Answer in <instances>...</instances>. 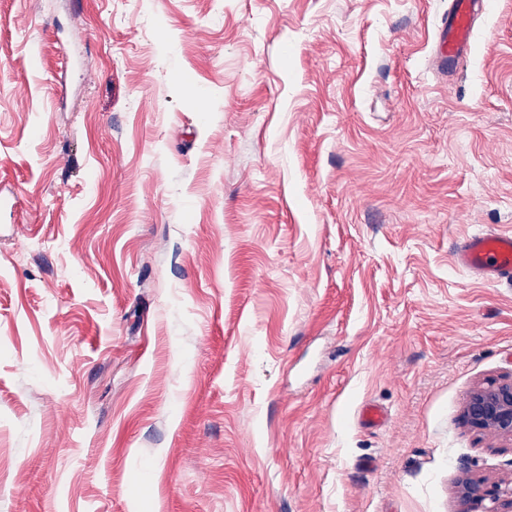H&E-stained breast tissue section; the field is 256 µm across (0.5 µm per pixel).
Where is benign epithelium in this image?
<instances>
[{
  "label": "benign epithelium",
  "instance_id": "7a95c632",
  "mask_svg": "<svg viewBox=\"0 0 512 512\" xmlns=\"http://www.w3.org/2000/svg\"><path fill=\"white\" fill-rule=\"evenodd\" d=\"M464 416L472 428L512 440V378L473 389ZM461 494L469 512H512V481H466Z\"/></svg>",
  "mask_w": 512,
  "mask_h": 512
}]
</instances>
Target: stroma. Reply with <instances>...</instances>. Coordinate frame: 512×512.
I'll list each match as a JSON object with an SVG mask.
<instances>
[{"mask_svg":"<svg viewBox=\"0 0 512 512\" xmlns=\"http://www.w3.org/2000/svg\"><path fill=\"white\" fill-rule=\"evenodd\" d=\"M216 5L0 0V512H461L512 0L449 75L448 0Z\"/></svg>","mask_w":512,"mask_h":512,"instance_id":"stroma-1","label":"stroma"}]
</instances>
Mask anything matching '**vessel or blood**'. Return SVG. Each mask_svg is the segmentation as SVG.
<instances>
[{
  "instance_id": "b4317fda",
  "label": "vessel or blood",
  "mask_w": 512,
  "mask_h": 512,
  "mask_svg": "<svg viewBox=\"0 0 512 512\" xmlns=\"http://www.w3.org/2000/svg\"><path fill=\"white\" fill-rule=\"evenodd\" d=\"M489 8V0H448L437 39V63L449 68L472 44L473 25ZM455 263L487 284L512 281V232L490 231L463 238L454 249Z\"/></svg>"
}]
</instances>
